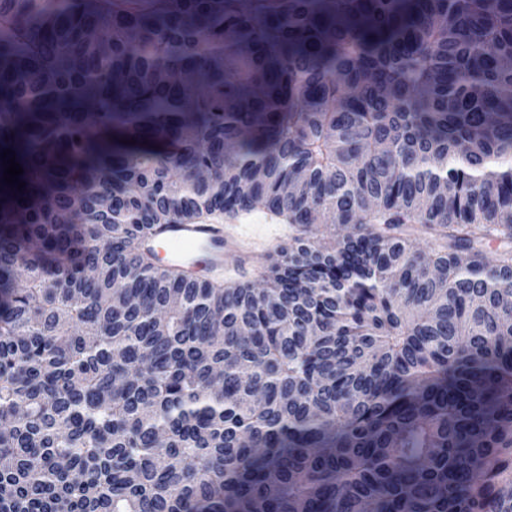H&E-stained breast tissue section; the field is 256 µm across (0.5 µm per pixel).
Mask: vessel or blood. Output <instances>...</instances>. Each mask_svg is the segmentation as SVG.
Here are the masks:
<instances>
[{
  "label": "vessel or blood",
  "mask_w": 512,
  "mask_h": 512,
  "mask_svg": "<svg viewBox=\"0 0 512 512\" xmlns=\"http://www.w3.org/2000/svg\"><path fill=\"white\" fill-rule=\"evenodd\" d=\"M160 242L170 246L173 266L180 271L193 263L196 254H204L216 267L223 266L228 254L224 236L214 224H162L141 246L150 251Z\"/></svg>",
  "instance_id": "1"
}]
</instances>
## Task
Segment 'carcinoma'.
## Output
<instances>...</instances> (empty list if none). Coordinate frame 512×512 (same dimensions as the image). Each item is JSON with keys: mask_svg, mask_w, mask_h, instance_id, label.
Masks as SVG:
<instances>
[{"mask_svg": "<svg viewBox=\"0 0 512 512\" xmlns=\"http://www.w3.org/2000/svg\"><path fill=\"white\" fill-rule=\"evenodd\" d=\"M6 149L0 512H512V0H0ZM256 209L239 220H224L225 237L241 255V261L224 264L228 245L221 229L214 224H160L142 243L144 251H153L163 242L171 248V267L184 271L203 253L215 267L224 265V282H258L277 258L276 251L288 246L292 232L288 224L270 220Z\"/></svg>", "mask_w": 512, "mask_h": 512, "instance_id": "1", "label": "carcinoma"}]
</instances>
